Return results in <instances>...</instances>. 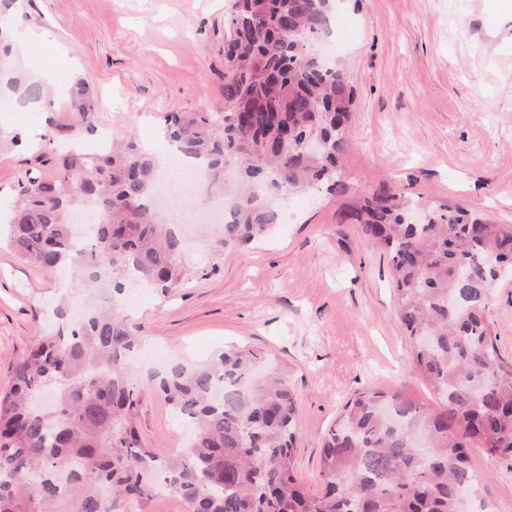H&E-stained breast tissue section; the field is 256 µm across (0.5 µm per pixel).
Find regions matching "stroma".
Returning <instances> with one entry per match:
<instances>
[{
  "label": "stroma",
  "mask_w": 512,
  "mask_h": 512,
  "mask_svg": "<svg viewBox=\"0 0 512 512\" xmlns=\"http://www.w3.org/2000/svg\"><path fill=\"white\" fill-rule=\"evenodd\" d=\"M232 0H11L19 47L9 71L27 61L47 72L42 96L0 91V212L8 213L28 175L52 176L46 147L69 124V88L87 81L99 103L94 133L74 141L132 137L168 159L173 113L209 112L224 100V33ZM354 89L343 175L357 193L389 183L414 197L448 201L512 224V0H334L318 45ZM338 195L279 202L283 220L264 240L221 250L214 230L189 227V284L168 297L120 299L145 347L166 362L202 364L228 346L265 352L284 364L299 398L295 475L321 487L319 457L328 429L357 393L401 389L436 407L410 371L411 348L397 315L391 266L340 221ZM47 274L0 239V393L38 336L56 326L60 299ZM489 318L512 356V278L498 281ZM145 447L172 453L182 431L159 397H145ZM485 488V512H512V458L470 451Z\"/></svg>",
  "instance_id": "obj_1"
}]
</instances>
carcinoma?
Listing matches in <instances>:
<instances>
[{
  "instance_id": "obj_1",
  "label": "carcinoma",
  "mask_w": 512,
  "mask_h": 512,
  "mask_svg": "<svg viewBox=\"0 0 512 512\" xmlns=\"http://www.w3.org/2000/svg\"><path fill=\"white\" fill-rule=\"evenodd\" d=\"M329 18V0H234L224 103L167 116L166 136L217 186L226 161L237 166L233 210L216 240L222 249L280 223L277 196L349 198L344 216L390 257L412 370L440 406L402 389L359 394L324 439L323 487L312 493L293 474L299 405L285 368L233 347L205 365L177 363L136 380L127 368L136 327L118 300L77 321L61 308L58 330L31 347L0 394V512H129L160 490L189 512H469L482 487L469 449L512 457V359L488 318L501 279L493 262L512 265V224L412 201L385 183L353 196L340 169L353 88L310 51ZM94 104L87 84L72 90L76 123L58 125L57 173L20 185L11 245L48 273L69 267L116 293L132 275L165 297L191 271L182 239L151 210L156 159L131 139L96 153L69 146L73 127L91 129ZM84 203L101 222L80 248L72 215ZM43 391L53 394L50 409L33 404ZM154 392L189 427L184 448L165 458L139 434L141 403Z\"/></svg>"
}]
</instances>
